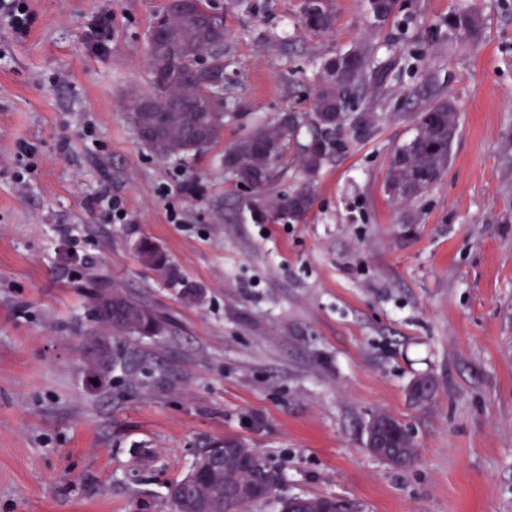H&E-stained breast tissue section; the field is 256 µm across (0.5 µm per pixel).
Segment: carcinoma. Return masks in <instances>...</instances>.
<instances>
[{"instance_id":"1","label":"carcinoma","mask_w":512,"mask_h":512,"mask_svg":"<svg viewBox=\"0 0 512 512\" xmlns=\"http://www.w3.org/2000/svg\"><path fill=\"white\" fill-rule=\"evenodd\" d=\"M373 22L384 24L400 9V0H366ZM300 26L314 33H327L336 25L333 0H303ZM480 13L470 7L448 14L446 26L452 36L478 39ZM153 27L163 28L175 51H160L149 44L153 61L149 96H138L128 106L134 128L151 130L143 138L156 156L166 159L186 156L218 142L226 120L237 112L235 98L224 85V57L213 55L209 41L199 37L192 19L180 3L170 2L155 18ZM375 45L362 41L317 65L312 110L306 115L288 113L286 119L261 122L237 140L224 154V168L242 186L261 194L252 204L260 216L301 222L308 215L313 197L306 187L275 193L273 185L287 162L290 149L308 179H314L324 164L341 148L348 134L368 127V117L350 112L351 100L369 84ZM415 133L393 153L383 184L384 193L399 203H412L437 184L448 169L450 150L458 132L456 102L441 97L417 110ZM313 130L308 142H300L304 126ZM92 321L95 338L86 348L88 359L102 351L111 367L132 363L131 352L101 344L99 338L117 335H149L158 332L156 313L140 301L114 289L104 279L92 282ZM394 426L395 448H372L375 455H389L395 467L415 459L417 449L409 428L389 414L377 415ZM224 457L209 458L203 449L191 473L169 488L173 512H246V508L275 500L277 512H324L325 496L275 497L276 474L253 448L236 439L222 441Z\"/></svg>"}]
</instances>
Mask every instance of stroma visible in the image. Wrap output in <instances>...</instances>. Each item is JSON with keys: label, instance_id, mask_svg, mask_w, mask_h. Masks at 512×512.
Instances as JSON below:
<instances>
[{"label": "stroma", "instance_id": "obj_1", "mask_svg": "<svg viewBox=\"0 0 512 512\" xmlns=\"http://www.w3.org/2000/svg\"><path fill=\"white\" fill-rule=\"evenodd\" d=\"M166 4L30 0L26 37L0 23V512H172L169 486L225 438L257 449L282 495L512 512V0H402L381 26L363 0H335L326 34L299 27L302 0H210L238 111L217 143L161 159L128 104L151 90L147 34ZM462 6L482 16L478 41L443 25ZM364 40L386 80L350 109L374 124L315 178L289 159L278 188L310 184L304 221L256 220L225 152L310 111L313 64ZM440 96L459 116L448 169L395 203L391 155ZM144 239L176 281L140 261ZM96 277L160 321L117 337L140 364L100 393L85 383ZM418 378L434 385L422 405ZM381 412L412 432L407 467L366 447Z\"/></svg>", "mask_w": 512, "mask_h": 512}]
</instances>
